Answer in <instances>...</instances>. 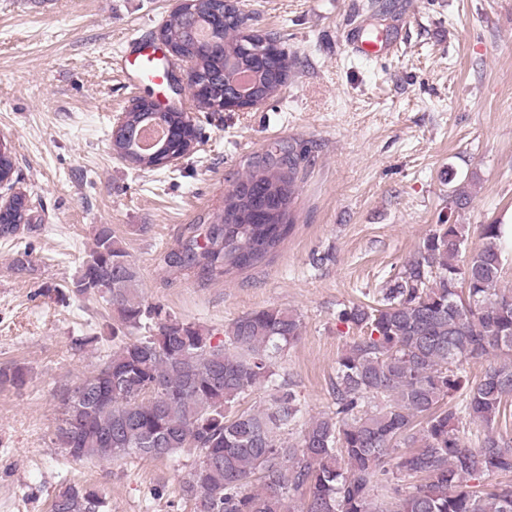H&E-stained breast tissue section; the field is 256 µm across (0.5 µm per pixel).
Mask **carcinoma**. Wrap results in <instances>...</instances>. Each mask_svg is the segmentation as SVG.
Masks as SVG:
<instances>
[{
	"label": "carcinoma",
	"instance_id": "cac0c4a2",
	"mask_svg": "<svg viewBox=\"0 0 512 512\" xmlns=\"http://www.w3.org/2000/svg\"><path fill=\"white\" fill-rule=\"evenodd\" d=\"M246 17L224 0H191L162 25L159 35L206 84L193 97L199 112H213L240 93L237 73L253 81L247 96L260 103L288 76L280 48L267 66L244 51ZM174 139L188 137L182 109L164 113ZM112 151L143 170L159 156L119 136ZM12 155L0 154V178L16 183ZM293 158L265 163L224 195L221 223L204 245L190 238L178 263L210 275L251 266L270 254L293 228ZM29 223L8 204L0 209V235ZM502 225H479L482 245L469 250L463 224H438L382 289L375 305L353 303L339 321L364 331L336 360L335 409L310 419L296 442L281 433L298 425L296 395L276 383L274 359L302 337L299 315L263 308L235 320L215 345L205 329L179 320L139 294L138 272L112 236L96 229L94 247L68 285L75 295L100 294L115 324L107 336L79 346L138 336L105 355L95 370L60 394L52 442L74 461L124 456L169 458L182 453L195 464L181 484L193 512H512V484L480 486L486 474L512 473V434L496 424L512 399V289L497 288L506 258ZM494 356L477 381L462 365ZM27 371L0 366V388H23ZM275 387L271 404L236 409L255 388ZM92 396L76 400L78 389ZM485 433L475 448L465 425ZM420 479L406 492L389 475ZM305 492L299 510L290 496ZM51 512H109L105 497L69 484Z\"/></svg>",
	"mask_w": 512,
	"mask_h": 512
}]
</instances>
